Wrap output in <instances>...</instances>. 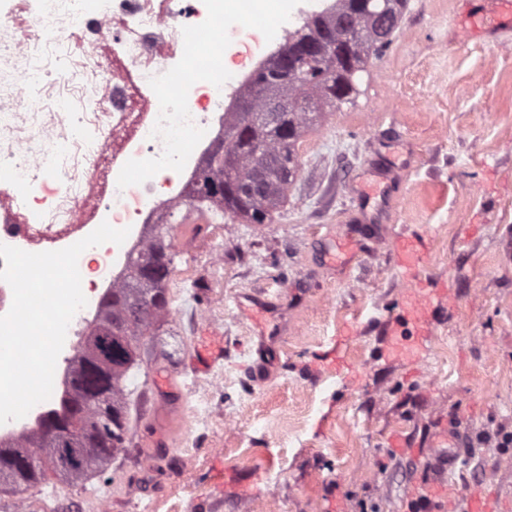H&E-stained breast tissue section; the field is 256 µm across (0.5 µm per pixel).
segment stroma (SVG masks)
Listing matches in <instances>:
<instances>
[{"label":"stroma","mask_w":512,"mask_h":512,"mask_svg":"<svg viewBox=\"0 0 512 512\" xmlns=\"http://www.w3.org/2000/svg\"><path fill=\"white\" fill-rule=\"evenodd\" d=\"M485 5L407 0L354 103L300 140L272 223L173 225L125 452L0 492V512H409L452 426L470 443L454 512L484 490L512 512V24L465 37ZM411 290L435 299L408 354L389 333ZM213 332L224 357L194 372Z\"/></svg>","instance_id":"1"}]
</instances>
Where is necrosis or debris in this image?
Instances as JSON below:
<instances>
[{"label":"necrosis or debris","mask_w":512,"mask_h":512,"mask_svg":"<svg viewBox=\"0 0 512 512\" xmlns=\"http://www.w3.org/2000/svg\"><path fill=\"white\" fill-rule=\"evenodd\" d=\"M85 3L77 15L68 0H0V244L38 253L102 221L129 231L79 258L87 303L57 358V394L129 253L223 146L240 92L218 76L224 47L263 14L226 12L225 0ZM193 57L209 73H194Z\"/></svg>","instance_id":"necrosis-or-debris-1"}]
</instances>
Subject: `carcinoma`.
Returning a JSON list of instances; mask_svg holds the SVG:
<instances>
[{
    "label": "carcinoma",
    "mask_w": 512,
    "mask_h": 512,
    "mask_svg": "<svg viewBox=\"0 0 512 512\" xmlns=\"http://www.w3.org/2000/svg\"><path fill=\"white\" fill-rule=\"evenodd\" d=\"M351 6L350 0H335L330 12L313 14L305 18L302 25L289 32L287 48L255 74L243 94L242 104L248 106L249 111L235 112L234 119L224 129V154L233 156L232 163L221 166L217 162V156H212L208 167L199 174L188 196L186 210L200 214L212 213L221 217L228 213L251 224L271 222L273 212L286 199L288 184L274 180L265 194L252 199L241 193L242 180L261 164L262 158L266 155L285 152L294 166L300 167L296 145L304 131L323 115L322 80L319 79V75L322 73L336 75L340 80L338 89L343 96L342 103L350 104L357 91V74L365 71L370 61L380 56L388 47L389 39L380 38L371 23L366 21L357 30V49L352 57L347 59L328 54L313 66L301 64L297 74L288 76L286 80H279L282 72L280 60L286 55L295 53L298 45L320 31H332L338 16L349 10ZM274 81L277 82L279 93L294 104L293 111L285 117V122L291 127L292 132L286 138L278 131H268L259 139V146L256 147L251 138L244 136L250 119L264 107L263 101L254 95V89ZM208 181L224 183L223 192L202 193V187ZM169 228L168 224L152 225L148 244L132 253L125 268V280L119 286L112 288L105 297L102 315L88 337L99 338L103 326L120 318L127 284L136 278L140 263L157 254H162L166 257L168 266H173L174 253ZM166 311L167 300L164 299L155 306L148 317L131 326L128 336L132 345H137L140 338L150 335L152 322ZM88 363L89 358L84 354L69 369L67 389L60 408L43 419L36 435L8 445L0 442V468L8 465L16 456H30L37 459V463L22 475V479L27 484L42 480L44 477L42 461L53 462L59 452L54 437L47 431L48 425L57 423L64 427L73 444L80 445L85 428L93 416V391L98 387L109 394L112 406L119 413V417L112 420V439L115 440V444L112 445L113 455L117 456L125 450L129 427L128 392L126 391L128 371L125 370L124 361H117L115 368L108 366L102 370L97 386L90 382L85 385L81 383L82 377L86 375Z\"/></svg>",
    "instance_id": "cac0c4a2"
}]
</instances>
